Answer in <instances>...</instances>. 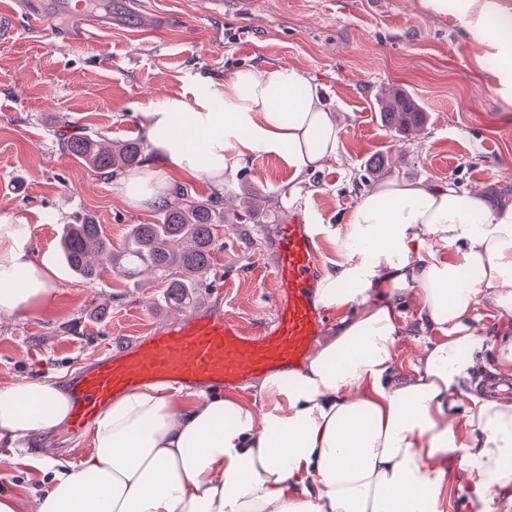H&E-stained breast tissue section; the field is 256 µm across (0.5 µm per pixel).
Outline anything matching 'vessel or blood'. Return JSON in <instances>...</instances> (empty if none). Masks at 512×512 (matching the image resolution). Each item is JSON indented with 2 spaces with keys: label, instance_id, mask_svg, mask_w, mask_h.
Here are the masks:
<instances>
[{
  "label": "vessel or blood",
  "instance_id": "1",
  "mask_svg": "<svg viewBox=\"0 0 512 512\" xmlns=\"http://www.w3.org/2000/svg\"><path fill=\"white\" fill-rule=\"evenodd\" d=\"M69 11L70 0H37L29 14L48 24ZM111 23V17L84 11L73 44L88 45L93 32ZM275 248L271 274L277 297L270 320L246 327L197 305L149 335L124 341L121 351L105 354L73 379V432L89 429L116 395L148 385L236 387L275 371L295 370L324 329L313 293L319 274L315 241L307 225L291 218L280 224Z\"/></svg>",
  "mask_w": 512,
  "mask_h": 512
}]
</instances>
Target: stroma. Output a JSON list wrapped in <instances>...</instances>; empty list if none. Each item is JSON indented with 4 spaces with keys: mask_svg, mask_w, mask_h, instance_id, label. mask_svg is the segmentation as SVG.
I'll list each match as a JSON object with an SVG mask.
<instances>
[{
    "mask_svg": "<svg viewBox=\"0 0 512 512\" xmlns=\"http://www.w3.org/2000/svg\"><path fill=\"white\" fill-rule=\"evenodd\" d=\"M111 29L91 46L64 42L67 18L38 26L15 14L0 36V218L30 235L32 259L55 272L52 303L0 321V383L28 375L69 381L117 342L181 317L151 276L130 282L105 272L89 286L57 254L62 225L83 216L102 224L121 249L133 224L155 223L160 209L130 204L120 183L132 171H93L61 149L62 131L116 143L144 139L142 114L165 95L207 92L235 70L278 63L309 80L342 128L335 159L297 183L280 158L232 162L223 188L204 178L176 186L224 204L213 265L197 292L215 314L243 325L268 318L275 288L278 224H340L375 184L391 176L460 194L481 189L490 209L512 205V72L493 65L456 10L434 13L421 0H105ZM164 30L153 33L154 17ZM396 89L425 113L401 133L381 120L380 100ZM260 207L244 212L245 196ZM488 336L479 377L496 363L499 340L512 337V315L477 304Z\"/></svg>",
    "mask_w": 512,
    "mask_h": 512,
    "instance_id": "1",
    "label": "stroma"
}]
</instances>
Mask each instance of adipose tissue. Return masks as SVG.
Here are the masks:
<instances>
[{
    "label": "adipose tissue",
    "mask_w": 512,
    "mask_h": 512,
    "mask_svg": "<svg viewBox=\"0 0 512 512\" xmlns=\"http://www.w3.org/2000/svg\"><path fill=\"white\" fill-rule=\"evenodd\" d=\"M455 5L473 39L512 70V9L500 0ZM153 162L134 202L161 204L172 175L223 186L231 156H278L306 179L335 158L341 129L308 79L283 64L238 70L211 94L168 95L143 114ZM333 267L318 281L331 332L294 371L265 375L263 404L235 393L149 386L114 397L94 422L79 465L44 452L30 496L0 495V512H444L448 467L477 496L476 512H512V399L476 393L487 338L478 300L512 314V206L397 177L368 191L344 224L322 226ZM27 234L0 223V316L36 312L53 271L31 260ZM418 299L435 339L402 367L398 305ZM65 384H0V445L64 428Z\"/></svg>",
    "instance_id": "ef3b65f1"
}]
</instances>
